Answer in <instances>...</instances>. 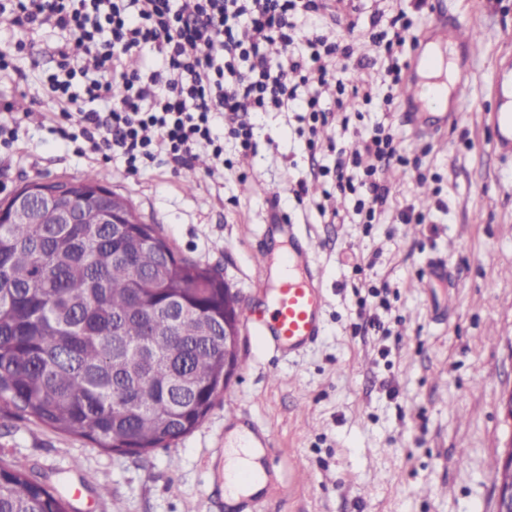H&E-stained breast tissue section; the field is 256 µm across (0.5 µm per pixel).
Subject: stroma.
Listing matches in <instances>:
<instances>
[{"mask_svg": "<svg viewBox=\"0 0 512 512\" xmlns=\"http://www.w3.org/2000/svg\"><path fill=\"white\" fill-rule=\"evenodd\" d=\"M471 24L479 39L468 61L458 119L440 137L416 135L403 117L362 107L359 129L390 120L414 172L389 169L390 194L379 223L352 217L332 224L322 210L344 209L335 191L336 140L327 131L316 152L307 124L292 112H262L254 122V154L223 178L197 173L185 188L170 167L132 175L122 160L80 153L53 132L43 101L19 142L0 143V201L26 183L100 172L156 225L177 256L224 278L239 298L264 299L254 253L275 246L262 232L269 211L283 215L320 244L328 305L323 334L300 357L281 360L241 333V367L203 423L171 447L143 457L94 447L18 416L0 417V461L23 458L33 473L71 504L70 512H230L224 501V424L228 410L268 427L278 450L279 485L263 512H495L496 473L512 422L502 406L512 391V154L496 149L485 114L490 87L512 59V0H331L308 29L347 44L351 77L375 83L387 66L369 40L372 23L388 27L403 12L411 35L428 34L433 10ZM356 21L347 29V21ZM327 167L328 176L312 172ZM308 181L314 203L292 188ZM425 223L404 224L407 207ZM448 263V282L430 281L427 264ZM382 328H375L372 317ZM310 475L292 479L296 465ZM109 497H100L99 483Z\"/></svg>", "mask_w": 512, "mask_h": 512, "instance_id": "stroma-1", "label": "stroma"}]
</instances>
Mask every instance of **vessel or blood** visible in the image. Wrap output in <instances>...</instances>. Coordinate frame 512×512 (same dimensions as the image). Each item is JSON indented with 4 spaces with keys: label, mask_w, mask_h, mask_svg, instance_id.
Returning <instances> with one entry per match:
<instances>
[{
    "label": "vessel or blood",
    "mask_w": 512,
    "mask_h": 512,
    "mask_svg": "<svg viewBox=\"0 0 512 512\" xmlns=\"http://www.w3.org/2000/svg\"><path fill=\"white\" fill-rule=\"evenodd\" d=\"M429 55H416L413 65L447 68L448 45L457 43L472 48L473 38L465 31L463 21H455L451 32H438ZM487 119L495 143H512V114L488 113ZM276 232L283 253L280 262H273L268 253H261L259 280L265 288L263 309L249 313L247 327L265 346L282 358L290 359L304 352L322 333L327 295L316 265V252L310 237L298 233L295 225L280 224ZM246 445L266 467L260 480L268 486L277 474L274 437L268 430L249 424Z\"/></svg>",
    "instance_id": "obj_1"
}]
</instances>
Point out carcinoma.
Here are the masks:
<instances>
[{
	"mask_svg": "<svg viewBox=\"0 0 512 512\" xmlns=\"http://www.w3.org/2000/svg\"><path fill=\"white\" fill-rule=\"evenodd\" d=\"M102 190L96 171L75 180L81 224L0 223V412L141 456L193 432L224 391V337L185 332L224 328L238 298L124 197L109 191L132 223H99ZM0 512L69 504L14 460L0 465Z\"/></svg>",
	"mask_w": 512,
	"mask_h": 512,
	"instance_id": "cac0c4a2",
	"label": "carcinoma"
}]
</instances>
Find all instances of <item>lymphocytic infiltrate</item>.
I'll list each match as a JSON object with an SVG mask.
<instances>
[{
    "instance_id": "lymphocytic-infiltrate-1",
    "label": "lymphocytic infiltrate",
    "mask_w": 512,
    "mask_h": 512,
    "mask_svg": "<svg viewBox=\"0 0 512 512\" xmlns=\"http://www.w3.org/2000/svg\"><path fill=\"white\" fill-rule=\"evenodd\" d=\"M319 9L318 0H0V20L66 33L56 68L39 82L92 152L122 158L136 174L154 163L187 166L204 144L210 174L220 175L225 141L240 157L252 151L251 113H303L311 148L319 127H349V51L303 29ZM409 28L401 14L371 35L391 60L383 79L393 87L402 80L397 55ZM275 42L281 53L273 58L266 48ZM131 54L160 63L130 72ZM330 81L336 99L328 106L313 86ZM79 100L83 108L70 111ZM361 139V150L338 149L336 188L370 224L390 192L385 171L411 161L391 128L376 125Z\"/></svg>"
}]
</instances>
